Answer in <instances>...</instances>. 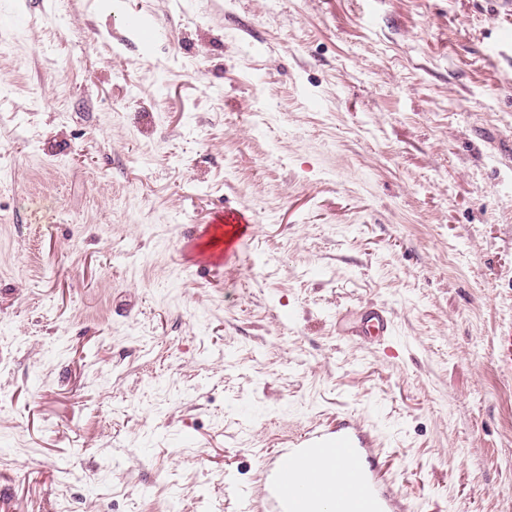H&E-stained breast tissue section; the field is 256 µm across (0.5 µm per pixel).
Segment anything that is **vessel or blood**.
<instances>
[{
	"mask_svg": "<svg viewBox=\"0 0 512 512\" xmlns=\"http://www.w3.org/2000/svg\"><path fill=\"white\" fill-rule=\"evenodd\" d=\"M212 223L234 234L247 223L244 210L216 211ZM386 309L361 311L354 333L368 341L390 335ZM385 456L372 432L349 417L337 416L334 425L308 433L284 449L266 471L263 492L269 512H408L405 495L386 475ZM347 470L352 493L343 495L334 485L319 480V470Z\"/></svg>",
	"mask_w": 512,
	"mask_h": 512,
	"instance_id": "1",
	"label": "vessel or blood"
}]
</instances>
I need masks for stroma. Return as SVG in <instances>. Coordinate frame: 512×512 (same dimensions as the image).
I'll list each match as a JSON object with an SVG mask.
<instances>
[{
  "mask_svg": "<svg viewBox=\"0 0 512 512\" xmlns=\"http://www.w3.org/2000/svg\"><path fill=\"white\" fill-rule=\"evenodd\" d=\"M0 43V512H244L340 413L410 512H512V0H0ZM226 224L225 232L233 235L237 231L238 224H249V219L246 216L244 210L236 207H224V210L216 211L211 220L210 224ZM392 322L384 308L372 307L361 311L353 336H359L368 341H378L379 338L390 336Z\"/></svg>",
  "mask_w": 512,
  "mask_h": 512,
  "instance_id": "35a3bbf8",
  "label": "stroma"
}]
</instances>
